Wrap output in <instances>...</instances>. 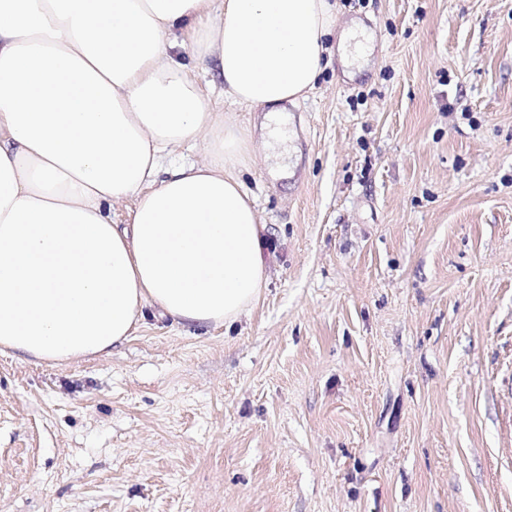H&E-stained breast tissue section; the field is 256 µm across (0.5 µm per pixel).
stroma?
<instances>
[{"instance_id": "35a3bbf8", "label": "stroma", "mask_w": 512, "mask_h": 512, "mask_svg": "<svg viewBox=\"0 0 512 512\" xmlns=\"http://www.w3.org/2000/svg\"><path fill=\"white\" fill-rule=\"evenodd\" d=\"M336 7L286 144L198 75L255 146L257 301L0 353V512H512V0Z\"/></svg>"}]
</instances>
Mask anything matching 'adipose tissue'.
<instances>
[{"instance_id":"obj_1","label":"adipose tissue","mask_w":512,"mask_h":512,"mask_svg":"<svg viewBox=\"0 0 512 512\" xmlns=\"http://www.w3.org/2000/svg\"><path fill=\"white\" fill-rule=\"evenodd\" d=\"M335 26L329 0H0V349L63 363L110 353L147 305L179 325L247 312L267 278L251 143L196 71L273 120Z\"/></svg>"}]
</instances>
